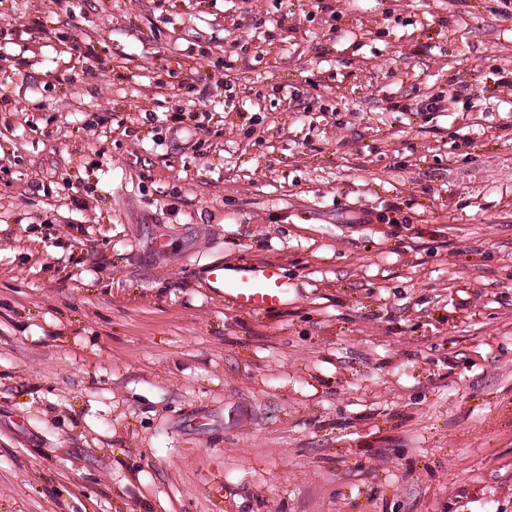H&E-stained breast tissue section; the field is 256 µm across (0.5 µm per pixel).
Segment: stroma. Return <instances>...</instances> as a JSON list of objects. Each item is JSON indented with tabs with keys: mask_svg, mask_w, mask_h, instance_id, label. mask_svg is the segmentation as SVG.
<instances>
[{
	"mask_svg": "<svg viewBox=\"0 0 512 512\" xmlns=\"http://www.w3.org/2000/svg\"><path fill=\"white\" fill-rule=\"evenodd\" d=\"M511 73L512 0H0V512H512ZM208 288L245 309L265 310L288 302V283L280 267L261 262L246 269L210 266L205 272Z\"/></svg>",
	"mask_w": 512,
	"mask_h": 512,
	"instance_id": "1",
	"label": "stroma"
}]
</instances>
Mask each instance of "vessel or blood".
<instances>
[{
    "label": "vessel or blood",
    "mask_w": 512,
    "mask_h": 512,
    "mask_svg": "<svg viewBox=\"0 0 512 512\" xmlns=\"http://www.w3.org/2000/svg\"><path fill=\"white\" fill-rule=\"evenodd\" d=\"M205 277L215 294L245 309L275 308L288 300V284L279 266L273 263H256L244 269L213 265L206 270Z\"/></svg>",
    "instance_id": "b4317fda"
}]
</instances>
